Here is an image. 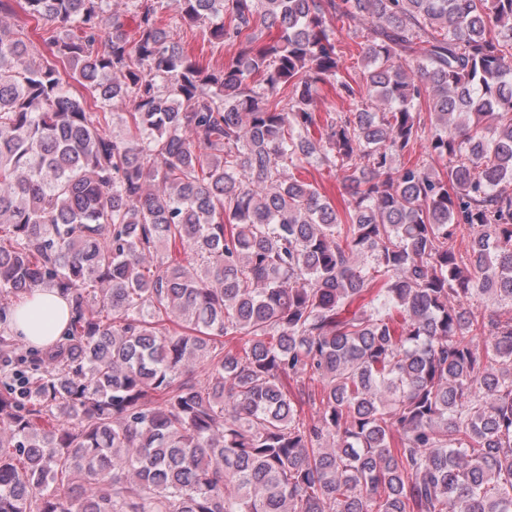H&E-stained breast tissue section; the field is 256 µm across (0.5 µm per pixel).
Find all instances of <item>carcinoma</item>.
<instances>
[{"label":"carcinoma","mask_w":512,"mask_h":512,"mask_svg":"<svg viewBox=\"0 0 512 512\" xmlns=\"http://www.w3.org/2000/svg\"><path fill=\"white\" fill-rule=\"evenodd\" d=\"M178 2L0 25V512H512V0ZM13 5L12 11L6 13H0V24L10 28H25L29 32V37L33 44L37 47L38 52L44 50L41 35L43 34L42 29L35 30L34 24L30 23L23 13V11L17 6L16 2H11ZM177 33L176 40L180 41L189 54L195 56L203 66L209 69L224 67L225 62L236 52V46L230 43H224L223 46L213 48L207 41L203 42L202 30L199 27H178ZM302 179L313 183L322 194L329 197L339 208L342 205V194H345L336 173L319 163L306 166L301 176ZM34 294L32 300L19 307L11 328L23 333L33 345L47 346L65 332L69 307L53 288H42Z\"/></svg>","instance_id":"1"}]
</instances>
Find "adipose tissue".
I'll return each mask as SVG.
<instances>
[{
	"instance_id": "ef3b65f1",
	"label": "adipose tissue",
	"mask_w": 512,
	"mask_h": 512,
	"mask_svg": "<svg viewBox=\"0 0 512 512\" xmlns=\"http://www.w3.org/2000/svg\"><path fill=\"white\" fill-rule=\"evenodd\" d=\"M69 307L55 289L43 288L32 300L19 307L14 328L36 346H47L65 332Z\"/></svg>"
}]
</instances>
